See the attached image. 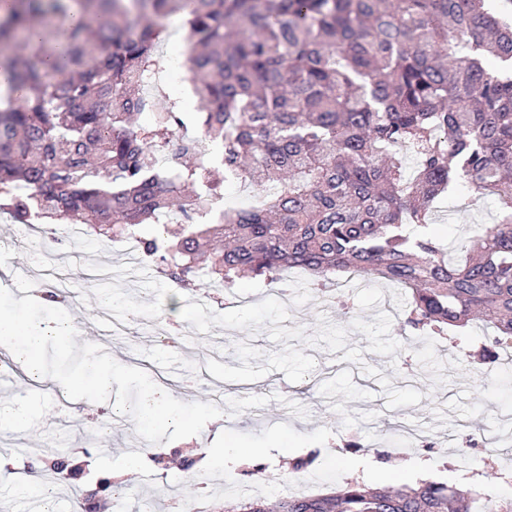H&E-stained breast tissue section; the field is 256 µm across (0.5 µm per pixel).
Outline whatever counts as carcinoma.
Returning <instances> with one entry per match:
<instances>
[{"mask_svg":"<svg viewBox=\"0 0 512 512\" xmlns=\"http://www.w3.org/2000/svg\"><path fill=\"white\" fill-rule=\"evenodd\" d=\"M74 2L88 21L69 20ZM172 18L196 117L136 92L157 79L159 23ZM6 52L8 86L26 91L0 108V213L13 223L37 214L135 237L146 258L166 252L179 288L293 267L317 286L372 276L409 291L412 332L480 318L494 331L482 362L512 346V0H15L0 17ZM146 111L150 128L135 123ZM205 141L221 145L224 177L264 193L199 224L222 192ZM459 188L495 198L499 216L450 260L428 211ZM163 217L179 225L172 240ZM41 472L81 468L62 448ZM121 487L93 477L80 506L95 512ZM280 512H512V498L348 479Z\"/></svg>","mask_w":512,"mask_h":512,"instance_id":"cac0c4a2","label":"carcinoma"}]
</instances>
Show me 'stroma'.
I'll list each match as a JSON object with an SVG mask.
<instances>
[{
  "instance_id": "obj_1",
  "label": "stroma",
  "mask_w": 512,
  "mask_h": 512,
  "mask_svg": "<svg viewBox=\"0 0 512 512\" xmlns=\"http://www.w3.org/2000/svg\"><path fill=\"white\" fill-rule=\"evenodd\" d=\"M489 200L458 211L442 197L431 218L442 236L465 243L476 226L496 223ZM15 240L13 268L31 273L47 288L48 257L67 256L61 270L69 283L67 312L75 347L61 354L47 345V379L15 373L0 380V401L29 408L30 425L0 435L10 467L0 471V512H25L21 490L31 468L56 447L92 452V472L119 473L129 453L145 458L142 471L124 487L125 512H168L171 497L184 491L188 459L215 448H261L263 457L231 470L199 466L212 494L203 512L235 506L237 489L274 506L296 478L293 460L317 459L303 476L322 493L357 477L372 487L405 478L396 461L416 458L436 465L437 481L477 486L489 497L512 496V483L490 481L487 463L512 474V355L500 351L489 368L473 360L485 340V324L474 323L445 336H413L400 329L404 288L362 277L340 279L331 293L312 290L307 276L288 273V293L257 278L237 288L210 285L176 289L158 273L157 260L133 264L127 249L89 235L22 233L0 215V239ZM353 307L336 316L335 297ZM138 319L112 335L113 316ZM99 351L121 359L135 379L115 377L113 395L96 394L61 410L56 377L75 372L83 353ZM164 387L188 413L203 409L212 423H183L149 432L114 414L149 385ZM420 430L431 450H406L404 431ZM163 464H154V456Z\"/></svg>"
}]
</instances>
